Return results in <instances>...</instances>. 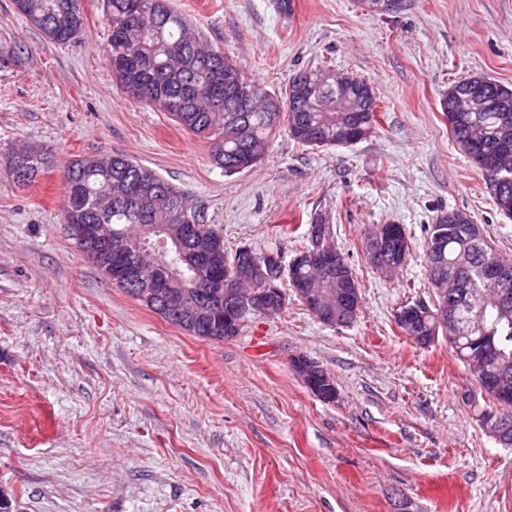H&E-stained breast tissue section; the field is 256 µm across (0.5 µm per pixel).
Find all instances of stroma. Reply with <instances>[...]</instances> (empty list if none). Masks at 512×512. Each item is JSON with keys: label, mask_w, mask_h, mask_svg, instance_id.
<instances>
[{"label": "stroma", "mask_w": 512, "mask_h": 512, "mask_svg": "<svg viewBox=\"0 0 512 512\" xmlns=\"http://www.w3.org/2000/svg\"><path fill=\"white\" fill-rule=\"evenodd\" d=\"M195 32L274 91L330 67L367 81L380 128L314 150L287 134L228 175L208 141L125 94L106 55L101 0L58 44L0 0V490L11 512H512V447L467 402L477 381L445 337L427 346L395 322L431 300L425 239L442 210L469 213L512 261V219L453 142L439 101L479 74L512 86V0H171ZM54 165L26 186L5 159L23 146ZM124 153L179 187L224 247L279 249L290 263L314 218L360 284L353 323H320L296 297L237 337L175 326L105 278L63 222L60 170ZM404 225L389 276L366 230ZM305 355L334 378L319 400ZM293 367L307 388L320 400L333 402L336 399L337 391L335 380L326 374L325 370L315 361L303 356H296L293 359Z\"/></svg>", "instance_id": "obj_1"}]
</instances>
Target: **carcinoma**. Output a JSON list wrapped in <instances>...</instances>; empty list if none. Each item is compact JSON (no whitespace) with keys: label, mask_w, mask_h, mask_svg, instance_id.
I'll list each match as a JSON object with an SVG mask.
<instances>
[{"label":"carcinoma","mask_w":512,"mask_h":512,"mask_svg":"<svg viewBox=\"0 0 512 512\" xmlns=\"http://www.w3.org/2000/svg\"><path fill=\"white\" fill-rule=\"evenodd\" d=\"M14 4L28 24L59 44L74 40L85 28L82 0H14ZM103 12L110 31L107 53L124 70L126 84L149 87L156 97L176 102L169 115L184 130L211 141V158L227 174L242 172L244 163L249 169L261 163L268 140L281 129L305 146L329 149L351 144L349 136L353 132L357 133V140L365 139L379 126L377 96L361 78L344 74L349 88L346 98L336 84L335 70L310 68L293 74L284 88L271 94L259 83L246 79L236 61L205 44L169 0H103ZM227 76L248 90L246 98L224 92ZM471 96L512 101V87L472 75L449 85L441 98L452 138L461 150L467 154L469 143L481 141L491 151L503 135L500 113L468 110ZM49 163L47 150L35 146L12 153L5 166L14 182L25 185ZM63 171L68 177L64 183V224L76 221L112 225L113 237L125 242L129 258L136 251L130 229L135 225L174 224L175 207L189 208L199 229L198 239H224L183 191L124 154L78 155L64 164ZM480 172L494 197L512 198V151L494 154L492 168H482ZM471 223L472 217L465 211H442L436 215L425 241L426 268H436V274L445 279L438 285L430 282L435 299L423 302L417 327L425 336L441 334L437 325L439 305L448 299V294L459 292L448 288V264L465 256L470 297L455 300L453 339L448 344L462 361L475 343L498 350L503 360L512 364V315L497 313L490 298L482 295L478 276L485 253L494 251L493 246L482 236L478 247L473 248L453 232L437 231L439 224ZM194 243L192 239L179 245L170 234L159 232L143 238L140 246L169 256L177 255L180 249L189 253L194 256L196 267L190 271L180 260L178 276L192 277L206 285L211 282L210 270L194 250ZM79 247L103 274L110 272L107 255L88 243L81 242ZM213 286L219 292L224 282L216 281ZM290 286L298 297L307 288H320L331 299L336 296V274L325 275L305 263L298 267ZM124 292L169 323L203 339L224 341L239 335L247 326L222 313L199 312L178 319L161 299L147 298L142 289L126 288Z\"/></svg>","instance_id":"obj_1"}]
</instances>
